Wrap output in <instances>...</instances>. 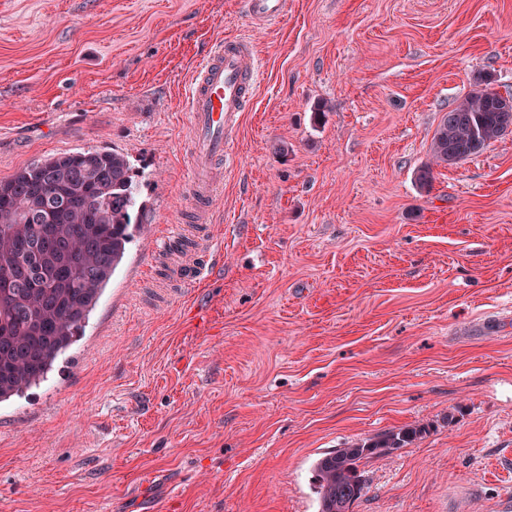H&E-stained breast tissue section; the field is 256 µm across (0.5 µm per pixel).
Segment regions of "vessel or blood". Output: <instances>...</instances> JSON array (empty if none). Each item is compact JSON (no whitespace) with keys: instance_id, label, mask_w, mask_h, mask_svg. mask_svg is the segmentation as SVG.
<instances>
[{"instance_id":"b4317fda","label":"vessel or blood","mask_w":512,"mask_h":512,"mask_svg":"<svg viewBox=\"0 0 512 512\" xmlns=\"http://www.w3.org/2000/svg\"><path fill=\"white\" fill-rule=\"evenodd\" d=\"M288 0H244L255 24L268 25L286 13ZM257 78L256 55L245 39L212 44L204 53L190 84L187 110L191 119V174L186 183L197 212L210 210L220 181L216 166L236 132Z\"/></svg>"}]
</instances>
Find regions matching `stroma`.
<instances>
[{
    "mask_svg": "<svg viewBox=\"0 0 512 512\" xmlns=\"http://www.w3.org/2000/svg\"><path fill=\"white\" fill-rule=\"evenodd\" d=\"M253 42L260 82L209 215L184 194L199 58ZM512 91V0H0V181L124 153L140 234L47 380L0 403V512H318L324 453L364 459L351 512L512 503V134L428 160L442 115ZM205 232L213 268L172 278ZM288 0H244V7L255 24L268 25L286 13ZM425 432L422 426L390 430L353 444L336 448L314 464V485L319 512H349L365 494L366 481L360 470L363 459L390 453L412 443Z\"/></svg>",
    "mask_w": 512,
    "mask_h": 512,
    "instance_id": "obj_1",
    "label": "stroma"
}]
</instances>
